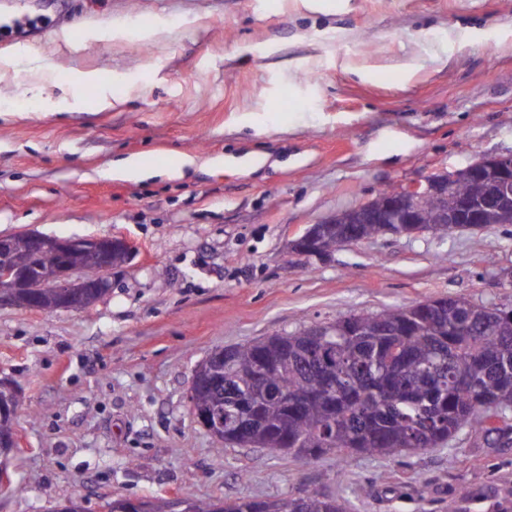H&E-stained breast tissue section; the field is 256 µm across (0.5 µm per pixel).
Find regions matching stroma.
I'll list each match as a JSON object with an SVG mask.
<instances>
[{"instance_id": "stroma-1", "label": "stroma", "mask_w": 512, "mask_h": 512, "mask_svg": "<svg viewBox=\"0 0 512 512\" xmlns=\"http://www.w3.org/2000/svg\"><path fill=\"white\" fill-rule=\"evenodd\" d=\"M22 14L60 24L0 42V236L140 251L91 311L0 307V378L24 396L0 512L312 491L351 512H442L462 491L460 512H512V444L482 431L304 463L224 447L188 402L218 346L427 298L512 307V224L288 253L385 187L512 153V0H0V20ZM130 156L146 176L113 175Z\"/></svg>"}]
</instances>
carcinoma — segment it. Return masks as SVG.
I'll use <instances>...</instances> for the list:
<instances>
[{
  "mask_svg": "<svg viewBox=\"0 0 512 512\" xmlns=\"http://www.w3.org/2000/svg\"><path fill=\"white\" fill-rule=\"evenodd\" d=\"M379 224L320 234L334 252L349 237L373 238ZM338 335L317 346L303 328L220 349L204 359L194 407L224 411L251 429L241 448L312 461L332 453L398 457L448 443L463 428L487 433L495 403L512 404V319L464 298H431L330 323ZM17 395L0 407V439L14 432ZM184 499L156 496L148 512H185ZM191 512H349L343 498L313 491L276 500H191Z\"/></svg>",
  "mask_w": 512,
  "mask_h": 512,
  "instance_id": "1",
  "label": "carcinoma"
}]
</instances>
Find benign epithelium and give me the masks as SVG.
Wrapping results in <instances>:
<instances>
[{
	"instance_id": "1",
	"label": "benign epithelium",
	"mask_w": 512,
	"mask_h": 512,
	"mask_svg": "<svg viewBox=\"0 0 512 512\" xmlns=\"http://www.w3.org/2000/svg\"><path fill=\"white\" fill-rule=\"evenodd\" d=\"M468 179L482 185L480 195L471 197L456 192L458 181ZM451 201L437 213L438 224L443 228L481 229L492 214L512 218V153L509 155L483 156L467 167L452 173H435L423 181L400 184L381 202L367 200L348 210L324 220V224H385L422 234L431 225L421 221L422 206L427 200ZM320 228L307 227L291 241L297 255L320 260L329 254L319 250L316 243ZM33 257L46 251L61 256L71 252L85 255L93 280L66 264L60 265L54 277L46 282L34 283L35 266L5 268L0 271V307L17 306L19 291L24 288H48L60 294L65 309H81L80 291L95 284L97 288L111 286L108 274L134 256V246L123 237L68 239L38 232L25 233ZM197 422L212 436L224 434V413H196Z\"/></svg>"
}]
</instances>
